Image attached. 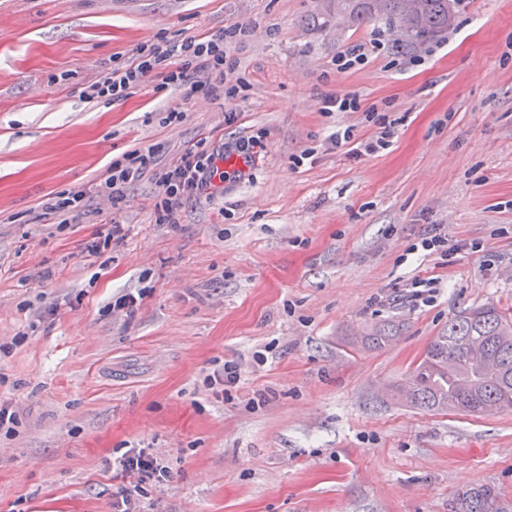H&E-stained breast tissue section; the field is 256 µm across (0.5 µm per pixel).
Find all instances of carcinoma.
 Returning a JSON list of instances; mask_svg holds the SVG:
<instances>
[{
  "label": "carcinoma",
  "mask_w": 512,
  "mask_h": 512,
  "mask_svg": "<svg viewBox=\"0 0 512 512\" xmlns=\"http://www.w3.org/2000/svg\"><path fill=\"white\" fill-rule=\"evenodd\" d=\"M333 0L336 15L358 25L402 23V47L418 48L448 32L458 0ZM397 333L380 325L358 337L359 346L380 349ZM414 381L406 402L433 412L456 409L474 416L512 410V316L492 304L464 308L448 319L410 372ZM457 512H512L491 487L476 488L459 498Z\"/></svg>",
  "instance_id": "cac0c4a2"
}]
</instances>
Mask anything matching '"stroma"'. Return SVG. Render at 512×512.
I'll use <instances>...</instances> for the list:
<instances>
[{"label":"stroma","mask_w":512,"mask_h":512,"mask_svg":"<svg viewBox=\"0 0 512 512\" xmlns=\"http://www.w3.org/2000/svg\"><path fill=\"white\" fill-rule=\"evenodd\" d=\"M0 19V400L19 414L0 512H112L136 484L139 512H451L480 485L512 502V411L429 412L394 390L456 311H512V0H462L415 50L330 0H0ZM241 23L227 79L246 93L156 75L83 97L142 44ZM355 46L367 62L338 70ZM331 94L356 111H324ZM384 119L390 146L355 153ZM249 138L251 176L185 198L177 224L157 223L150 172L121 209L42 215L131 150L164 167ZM436 224L449 256L410 253ZM419 275L439 281L431 301ZM126 292L143 295L131 316L110 307ZM384 323L389 345H350ZM227 361L241 378L223 395L205 378ZM131 448L167 474L116 478Z\"/></svg>","instance_id":"35a3bbf8"}]
</instances>
